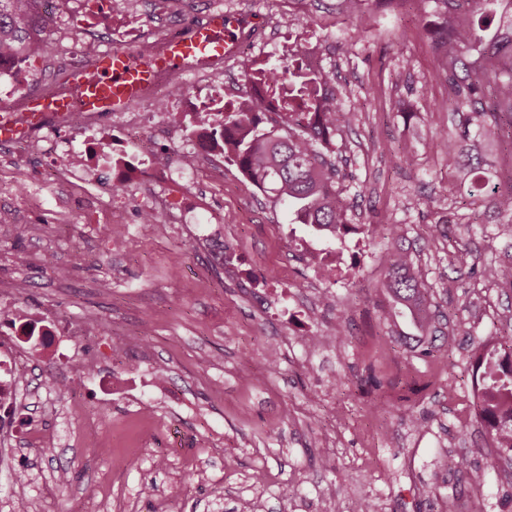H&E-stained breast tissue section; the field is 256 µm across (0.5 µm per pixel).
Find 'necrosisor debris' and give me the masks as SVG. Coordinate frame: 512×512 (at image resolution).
<instances>
[{
  "label": "necrosis or debris",
  "mask_w": 512,
  "mask_h": 512,
  "mask_svg": "<svg viewBox=\"0 0 512 512\" xmlns=\"http://www.w3.org/2000/svg\"><path fill=\"white\" fill-rule=\"evenodd\" d=\"M147 5L158 15L167 11L166 0H31L29 13L39 19L67 13L69 22L57 29L56 36L65 45L68 64L79 67L111 50L112 19L118 15L130 23L122 35L123 50L149 57L182 37L184 30L175 22L154 37L142 36L137 25ZM306 29L303 23L281 25L276 36L280 57L301 54L307 67L317 72L323 47L307 38ZM185 71L194 80L193 90L161 74L124 111L51 112L25 137L0 145V150L20 162L38 154L41 180L63 172L84 183L107 179L121 184L122 192L111 199L115 213L126 206L129 190L139 189L135 202L141 215L154 224L194 225L211 254L223 257L230 233L203 223L195 200L200 169L224 155V70L192 61ZM38 84L42 85L41 74L31 58L0 54V105L11 109L16 119L24 117L29 87ZM156 184L169 185V195L158 199L143 194V187ZM0 320L9 324L7 338L0 340V438H22L35 446L43 438L41 425L34 419L21 421L17 415L31 357L36 354L43 363L53 362L59 357L58 337L75 342L93 327L29 312L8 288L0 289Z\"/></svg>",
  "instance_id": "necrosis-or-debris-1"
}]
</instances>
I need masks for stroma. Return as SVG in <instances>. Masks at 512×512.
<instances>
[{
	"instance_id": "1",
	"label": "stroma",
	"mask_w": 512,
	"mask_h": 512,
	"mask_svg": "<svg viewBox=\"0 0 512 512\" xmlns=\"http://www.w3.org/2000/svg\"><path fill=\"white\" fill-rule=\"evenodd\" d=\"M286 0H174L172 17L231 12L281 23ZM299 20L325 42L357 121L326 152L351 204L383 224L348 236L363 259L336 283L334 306L310 311L304 261L288 249L306 229L228 163L204 169V206L234 225L232 259L213 257L192 227L142 224L131 208L110 234L84 213L105 185L50 182L27 194L26 169L0 157V286L33 311L94 321L80 348L97 359L82 390L87 446L0 450V512H512V451L487 441L471 351L512 324V288L484 266L512 262V217L470 196L448 152L446 93L425 30L432 0L380 10L370 0H304ZM430 208L416 205L418 197ZM402 226L393 242L389 228ZM426 273L453 346L403 318L385 321L381 288L393 246ZM467 249L458 261L459 249ZM334 332L336 359L284 337ZM123 393L105 395L115 370ZM485 471L471 484L455 462ZM26 483L17 486L16 475Z\"/></svg>"
}]
</instances>
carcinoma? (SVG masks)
Returning <instances> with one entry per match:
<instances>
[{
  "instance_id": "1",
  "label": "carcinoma",
  "mask_w": 512,
  "mask_h": 512,
  "mask_svg": "<svg viewBox=\"0 0 512 512\" xmlns=\"http://www.w3.org/2000/svg\"><path fill=\"white\" fill-rule=\"evenodd\" d=\"M438 21L427 27L435 51L444 59L446 95L437 110L453 116L448 150L461 149L470 192L485 197L499 212L512 215V190L502 192L480 175V153L492 130L512 129V0H432ZM29 17L23 0H0V49L17 54L32 52L27 33ZM268 79L285 101L281 134L265 129L255 107L244 103L224 111V158L261 191L285 206L292 223L325 241L341 242L347 231L350 203L337 186L338 170L327 163L320 147L332 142L336 131L357 120V113L341 108L334 76L314 74L301 63L274 60ZM485 279L512 287V264L483 268ZM384 288L396 316L422 327L437 314L414 257L395 252L389 262ZM499 335L479 362L490 369L480 394V417L492 446L512 451V344Z\"/></svg>"
}]
</instances>
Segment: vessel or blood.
<instances>
[{"instance_id": "b4317fda", "label": "vessel or blood", "mask_w": 512, "mask_h": 512, "mask_svg": "<svg viewBox=\"0 0 512 512\" xmlns=\"http://www.w3.org/2000/svg\"><path fill=\"white\" fill-rule=\"evenodd\" d=\"M244 22L218 13L203 25L192 26L174 41L169 52L158 58H141L132 52H105L99 55L89 77L81 81L80 102L55 96H33L28 100V121L37 123L44 112H118L126 103L150 86L157 72H180L193 58L220 63L234 53Z\"/></svg>"}]
</instances>
